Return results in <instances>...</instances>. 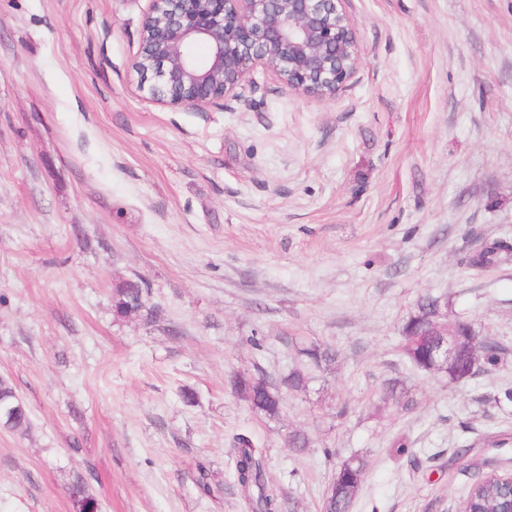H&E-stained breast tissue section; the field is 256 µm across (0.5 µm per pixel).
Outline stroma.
Returning a JSON list of instances; mask_svg holds the SVG:
<instances>
[{
	"label": "stroma",
	"instance_id": "obj_1",
	"mask_svg": "<svg viewBox=\"0 0 512 512\" xmlns=\"http://www.w3.org/2000/svg\"><path fill=\"white\" fill-rule=\"evenodd\" d=\"M343 6L363 54L335 98L259 71L201 113L137 88L150 0H0V378L30 419L0 428V512H74L76 473L101 512H249L238 434L284 512H322L355 453L350 512H458L512 472V262H466L512 241V0ZM137 277L160 322L114 316ZM425 294L507 347L493 374L404 361ZM298 340L340 357L266 417L233 380L287 372ZM511 257L512 243L506 240H495L470 255L467 264L476 270H483L497 263H505ZM364 455H352L337 464L324 501V512H349L368 467Z\"/></svg>",
	"mask_w": 512,
	"mask_h": 512
}]
</instances>
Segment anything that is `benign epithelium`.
<instances>
[{
    "instance_id": "benign-epithelium-1",
    "label": "benign epithelium",
    "mask_w": 512,
    "mask_h": 512,
    "mask_svg": "<svg viewBox=\"0 0 512 512\" xmlns=\"http://www.w3.org/2000/svg\"><path fill=\"white\" fill-rule=\"evenodd\" d=\"M199 41L211 47L202 64L190 51ZM362 50L343 0H151L132 70L155 103L206 112L237 97L258 68L331 99Z\"/></svg>"
}]
</instances>
